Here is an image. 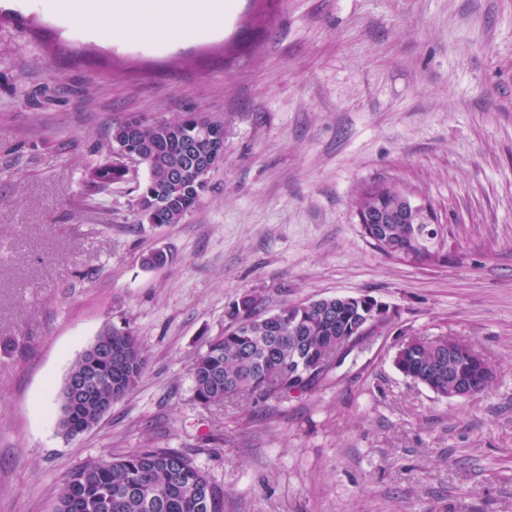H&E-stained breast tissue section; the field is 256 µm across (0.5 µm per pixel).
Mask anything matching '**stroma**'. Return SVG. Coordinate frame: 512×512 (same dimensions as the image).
<instances>
[{"label":"stroma","instance_id":"35a3bbf8","mask_svg":"<svg viewBox=\"0 0 512 512\" xmlns=\"http://www.w3.org/2000/svg\"><path fill=\"white\" fill-rule=\"evenodd\" d=\"M185 112L223 121L224 163L181 222L139 223L141 169L84 191L113 125ZM375 183L432 205L447 263L368 242ZM152 249L166 265L143 266ZM250 290L270 310L369 295L391 319L313 392L202 406L190 360ZM108 321L146 372L65 438L58 393ZM415 333L467 340L490 391L401 375ZM0 336V512H54L67 472L142 448L202 465L219 512H512V0H236L170 45L0 0Z\"/></svg>","mask_w":512,"mask_h":512}]
</instances>
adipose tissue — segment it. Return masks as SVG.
Instances as JSON below:
<instances>
[{
    "label": "adipose tissue",
    "instance_id": "ef3b65f1",
    "mask_svg": "<svg viewBox=\"0 0 512 512\" xmlns=\"http://www.w3.org/2000/svg\"><path fill=\"white\" fill-rule=\"evenodd\" d=\"M73 25L113 38L177 44L223 29L233 0H52Z\"/></svg>",
    "mask_w": 512,
    "mask_h": 512
}]
</instances>
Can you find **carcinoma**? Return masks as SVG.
I'll use <instances>...</instances> for the list:
<instances>
[{
	"label": "carcinoma",
	"mask_w": 512,
	"mask_h": 512,
	"mask_svg": "<svg viewBox=\"0 0 512 512\" xmlns=\"http://www.w3.org/2000/svg\"><path fill=\"white\" fill-rule=\"evenodd\" d=\"M224 123L190 112L171 121L127 120L112 128V138L122 141L129 154L153 156L139 197L153 201L146 218L151 224H177L198 204L192 190L193 174L185 184L169 181L166 171L192 165L186 154L187 140L198 127ZM124 164L114 156L85 166L86 190L96 194L127 179ZM392 191L378 197L361 194L358 202L389 209ZM420 244L432 247L436 232L431 225L387 224L370 230L371 242L384 254L394 256V244L412 231ZM377 300L370 296H335L284 303L275 312L264 309L261 296L246 291L225 310L230 327L208 340L193 356L190 375L195 400L204 406L235 400L253 402L285 400L314 390L327 352L350 335L353 326L366 319ZM448 336L434 339L421 335L405 338L393 356L395 368L439 397H448V369L474 374L490 371L478 359L453 356ZM147 358L132 330L107 322L94 341L71 363L66 379L82 380L84 386L69 391L62 386L58 399L62 415L60 433L73 437L95 427L104 417L105 402H119L138 386ZM56 512H217V490L204 467L170 448H143L135 453L103 456L69 471L56 498Z\"/></svg>",
	"instance_id": "carcinoma-1"
}]
</instances>
